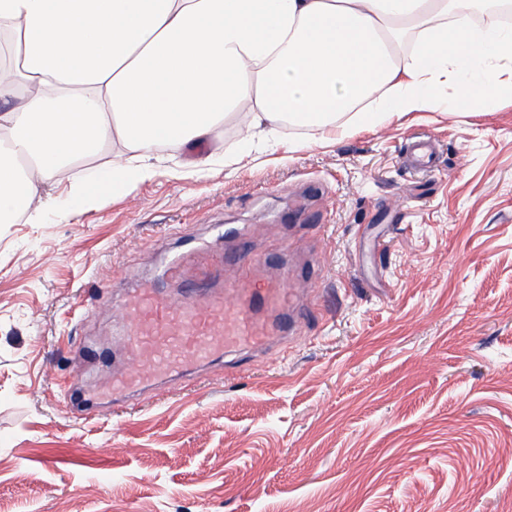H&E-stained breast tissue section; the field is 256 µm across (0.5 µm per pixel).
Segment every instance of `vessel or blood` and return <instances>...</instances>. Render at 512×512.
<instances>
[{
    "instance_id": "b4317fda",
    "label": "vessel or blood",
    "mask_w": 512,
    "mask_h": 512,
    "mask_svg": "<svg viewBox=\"0 0 512 512\" xmlns=\"http://www.w3.org/2000/svg\"><path fill=\"white\" fill-rule=\"evenodd\" d=\"M405 157L413 167L433 171L436 156L422 144H411ZM257 260L247 250L234 259L235 275L222 266L204 269L168 299L150 284L132 290L117 308L126 351L127 372L112 382L113 395L123 394L162 375H178L229 351L262 346L287 332V278L257 292L249 288Z\"/></svg>"
}]
</instances>
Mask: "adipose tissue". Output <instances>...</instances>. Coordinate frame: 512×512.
Returning a JSON list of instances; mask_svg holds the SVG:
<instances>
[{
	"instance_id": "ef3b65f1",
	"label": "adipose tissue",
	"mask_w": 512,
	"mask_h": 512,
	"mask_svg": "<svg viewBox=\"0 0 512 512\" xmlns=\"http://www.w3.org/2000/svg\"><path fill=\"white\" fill-rule=\"evenodd\" d=\"M477 0H0L21 59L0 78V216L73 215L87 199L151 180L157 147L212 141L228 115L246 131L286 121L376 128L447 106L479 110L512 72V28H460ZM417 47L401 56L402 39ZM456 89L442 97L445 85ZM105 145L135 152L43 196L58 173Z\"/></svg>"
}]
</instances>
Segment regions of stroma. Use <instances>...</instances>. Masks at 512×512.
Listing matches in <instances>:
<instances>
[{
	"label": "stroma",
	"instance_id": "1",
	"mask_svg": "<svg viewBox=\"0 0 512 512\" xmlns=\"http://www.w3.org/2000/svg\"><path fill=\"white\" fill-rule=\"evenodd\" d=\"M244 125L69 220L0 224V512H512V96L323 145L282 126L306 148L225 167ZM200 242L194 271L241 245L279 259L254 288L293 270V333L72 418L67 337L108 358L95 395L125 370L110 301ZM405 157L413 167L432 172L436 166V156L426 145L412 143L405 149Z\"/></svg>",
	"mask_w": 512,
	"mask_h": 512
}]
</instances>
